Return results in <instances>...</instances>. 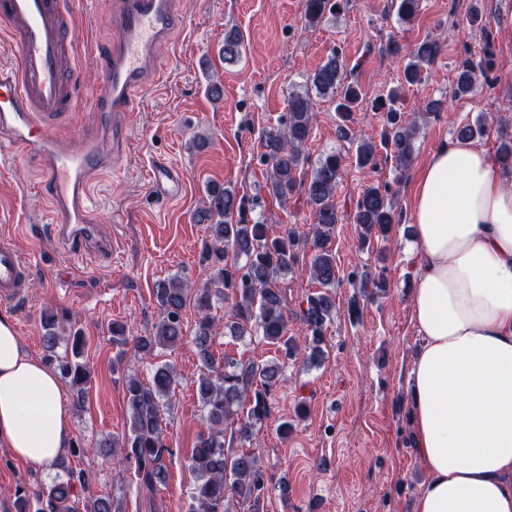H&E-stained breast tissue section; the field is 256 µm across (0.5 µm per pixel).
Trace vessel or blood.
<instances>
[{"label":"vessel or blood","instance_id":"1","mask_svg":"<svg viewBox=\"0 0 512 512\" xmlns=\"http://www.w3.org/2000/svg\"><path fill=\"white\" fill-rule=\"evenodd\" d=\"M182 23L178 0H115L111 44L87 54L63 0H0V35L13 50L12 59L0 61V143L38 160L50 235L70 255L112 254L111 237L93 220L92 189L127 155L138 113L134 94L161 84L159 52ZM86 56L101 83L86 107L88 129L68 146L60 128L79 101L76 71ZM150 185L158 199L171 202L181 196L184 176L156 161ZM30 275V260L1 238L0 302L23 299Z\"/></svg>","mask_w":512,"mask_h":512}]
</instances>
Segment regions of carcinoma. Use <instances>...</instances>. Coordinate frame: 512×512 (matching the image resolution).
Returning a JSON list of instances; mask_svg holds the SVG:
<instances>
[{"label": "carcinoma", "instance_id": "obj_1", "mask_svg": "<svg viewBox=\"0 0 512 512\" xmlns=\"http://www.w3.org/2000/svg\"><path fill=\"white\" fill-rule=\"evenodd\" d=\"M420 0H393L398 21L409 23L419 13ZM344 0H303V17L315 24L330 13H340ZM440 52V45L431 38L405 51L407 63L403 80L392 88L381 107L387 108L386 124L381 142L389 151L395 167L406 169L413 157L414 138L418 125L407 120L396 103L403 90L421 79L422 70L431 66ZM241 54V41L230 32L224 37V60L231 62ZM492 68L489 52L475 60L464 59L456 75L454 95L466 96L476 89L478 75ZM306 90L288 95L286 121L264 128L261 132L262 162L265 166L264 188L285 206L295 193L306 196L314 210L315 228L312 238L301 239L293 230L271 235L267 219L249 223L246 219L254 202L238 196L228 187L207 190L203 216L209 222L210 241L206 258L215 267L209 281L197 292L200 311L198 329L193 341L198 349L202 369L196 391L202 407L205 432L198 435L190 449V467L196 483L191 492L189 512H232V506L242 503L249 512H263L261 492L264 473L256 453L232 444L248 441L254 430L270 418V399L283 380L288 361L303 355L311 365L323 361L322 344L327 321L336 311L331 288L336 285V258L330 249L332 233L338 223L335 204L336 189L343 178L341 156L332 150L322 154L311 168L309 178H303V146L311 129L310 92L329 98L335 104L340 119V135L357 143L356 165L360 168L375 162L377 146L372 139L352 127L353 112L361 102L356 80L347 73L338 52L328 56L318 69L306 78ZM238 216L232 221V216ZM359 227V247L372 240L387 241L394 225L401 224L388 186H370L360 195L353 214ZM310 245L312 257L308 272L320 289L306 297L298 318L305 336L288 334V303L279 281L292 272L297 263L300 244ZM188 289L176 276L157 282L156 297L161 317L153 331L133 338L121 323L112 324V343L124 346L134 340L136 354L150 357L159 349H170L184 340L182 312ZM232 299L224 323L211 315L212 298ZM242 339L259 336L275 348L270 360L237 359L229 355L219 360L211 352L218 335ZM43 345L53 353L64 346V354L47 358L46 364L59 372L61 379L83 398L88 378L87 365L80 361L84 339L80 332H65L55 316L48 317ZM175 384L174 368L162 364L155 368L152 382L142 383L136 375L124 377L126 405L129 413L128 432L99 442L97 458L106 465L120 456L136 464L140 483L154 487L165 479L162 463L164 428L161 408L172 399ZM87 475L70 471L53 481L35 499L20 494L15 500L16 512H122L106 497L79 500L77 488L86 487Z\"/></svg>", "mask_w": 512, "mask_h": 512}]
</instances>
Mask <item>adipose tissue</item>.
<instances>
[{"instance_id": "ef3b65f1", "label": "adipose tissue", "mask_w": 512, "mask_h": 512, "mask_svg": "<svg viewBox=\"0 0 512 512\" xmlns=\"http://www.w3.org/2000/svg\"><path fill=\"white\" fill-rule=\"evenodd\" d=\"M411 222L421 350L407 389L426 473L414 512H512V169L474 141L444 142L421 172ZM71 436L57 373L0 315V446L47 467Z\"/></svg>"}]
</instances>
